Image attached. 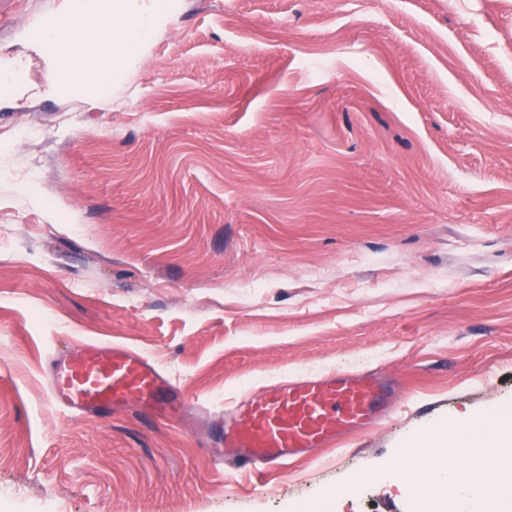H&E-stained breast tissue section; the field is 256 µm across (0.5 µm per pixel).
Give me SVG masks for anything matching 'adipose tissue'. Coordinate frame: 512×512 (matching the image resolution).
Wrapping results in <instances>:
<instances>
[{
    "label": "adipose tissue",
    "mask_w": 512,
    "mask_h": 512,
    "mask_svg": "<svg viewBox=\"0 0 512 512\" xmlns=\"http://www.w3.org/2000/svg\"><path fill=\"white\" fill-rule=\"evenodd\" d=\"M167 12L165 0H67L61 18L29 30L26 41L49 50L60 67L51 94L83 87L108 92L123 75V63L136 57ZM492 456H484V449ZM405 480L420 490L436 482L456 487L470 480L474 499L491 512H512V418L465 416L455 425L434 428L400 456Z\"/></svg>",
    "instance_id": "adipose-tissue-1"
}]
</instances>
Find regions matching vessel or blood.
Masks as SVG:
<instances>
[{
    "label": "vessel or blood",
    "mask_w": 512,
    "mask_h": 512,
    "mask_svg": "<svg viewBox=\"0 0 512 512\" xmlns=\"http://www.w3.org/2000/svg\"><path fill=\"white\" fill-rule=\"evenodd\" d=\"M48 396L77 417L99 416L137 402L148 414L174 415L186 398L146 355L120 344L83 341L49 360ZM393 388L379 374H327L286 380L247 395L224 423V458L261 477L349 434L382 422Z\"/></svg>",
    "instance_id": "obj_1"
}]
</instances>
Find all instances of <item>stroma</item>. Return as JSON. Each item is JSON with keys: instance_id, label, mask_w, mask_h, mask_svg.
<instances>
[{"instance_id": "stroma-1", "label": "stroma", "mask_w": 512, "mask_h": 512, "mask_svg": "<svg viewBox=\"0 0 512 512\" xmlns=\"http://www.w3.org/2000/svg\"><path fill=\"white\" fill-rule=\"evenodd\" d=\"M105 96H53L0 0V512H415L408 440L512 406V0H176ZM138 350L192 405L77 418L48 354ZM395 379L373 429L249 482L223 409ZM27 89L26 74L22 67H0V95L2 97L23 98Z\"/></svg>"}]
</instances>
